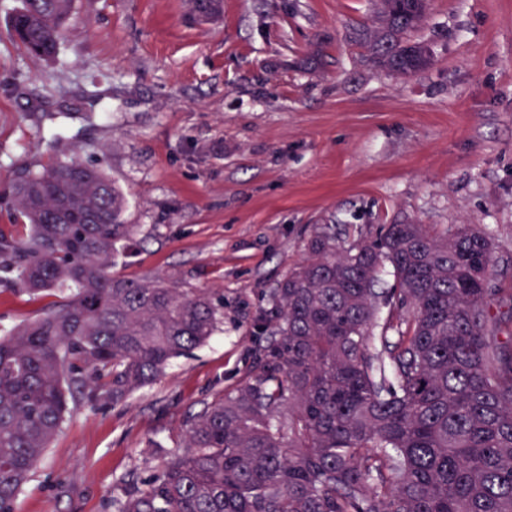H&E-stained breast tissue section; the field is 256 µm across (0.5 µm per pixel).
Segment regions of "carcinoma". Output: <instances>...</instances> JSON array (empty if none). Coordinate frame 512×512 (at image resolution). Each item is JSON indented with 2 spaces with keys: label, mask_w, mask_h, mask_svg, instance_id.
<instances>
[{
  "label": "carcinoma",
  "mask_w": 512,
  "mask_h": 512,
  "mask_svg": "<svg viewBox=\"0 0 512 512\" xmlns=\"http://www.w3.org/2000/svg\"><path fill=\"white\" fill-rule=\"evenodd\" d=\"M73 4L21 0L9 30L49 60ZM186 9L222 13L216 0ZM425 18L421 0H378L355 40L407 76L433 61L407 38ZM11 200L30 231L0 230V271L29 294H69L0 336V512H18L75 393L125 401L224 317L207 292L110 275L132 225L102 169L23 172ZM304 250L253 324L241 379L187 421L185 446L119 512H512V288L492 284V238L474 224H388L346 247L317 231ZM387 264L395 284L379 293Z\"/></svg>",
  "instance_id": "carcinoma-1"
}]
</instances>
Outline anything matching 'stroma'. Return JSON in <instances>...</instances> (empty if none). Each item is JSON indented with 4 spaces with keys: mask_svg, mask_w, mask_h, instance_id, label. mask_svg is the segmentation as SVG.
I'll use <instances>...</instances> for the list:
<instances>
[{
    "mask_svg": "<svg viewBox=\"0 0 512 512\" xmlns=\"http://www.w3.org/2000/svg\"><path fill=\"white\" fill-rule=\"evenodd\" d=\"M0 0V230L29 233L16 175L79 158L126 196L134 235L111 275L210 291L224 319L119 404L81 399L36 464L18 512H118L185 422L240 378L270 288L325 228L479 225L512 285V0H429L409 77L372 66L353 32L374 0H224L194 22L184 0H74L53 59L27 55ZM62 291L0 281V334Z\"/></svg>",
    "mask_w": 512,
    "mask_h": 512,
    "instance_id": "1",
    "label": "stroma"
}]
</instances>
